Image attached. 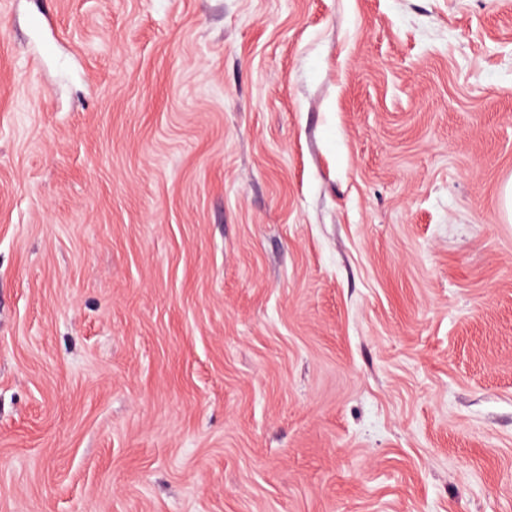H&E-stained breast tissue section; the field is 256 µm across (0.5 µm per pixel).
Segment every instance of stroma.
<instances>
[{
	"instance_id": "35a3bbf8",
	"label": "stroma",
	"mask_w": 512,
	"mask_h": 512,
	"mask_svg": "<svg viewBox=\"0 0 512 512\" xmlns=\"http://www.w3.org/2000/svg\"><path fill=\"white\" fill-rule=\"evenodd\" d=\"M512 0H0V512H512Z\"/></svg>"
}]
</instances>
